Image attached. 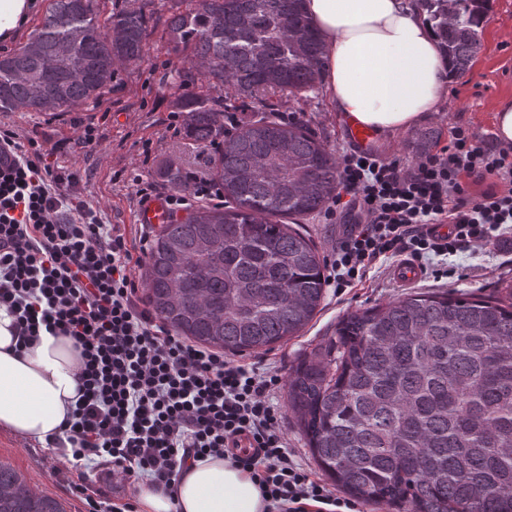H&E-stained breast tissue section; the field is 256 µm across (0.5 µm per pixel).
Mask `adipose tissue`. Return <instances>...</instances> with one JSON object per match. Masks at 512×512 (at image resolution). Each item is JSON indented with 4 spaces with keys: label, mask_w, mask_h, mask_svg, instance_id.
<instances>
[{
    "label": "adipose tissue",
    "mask_w": 512,
    "mask_h": 512,
    "mask_svg": "<svg viewBox=\"0 0 512 512\" xmlns=\"http://www.w3.org/2000/svg\"><path fill=\"white\" fill-rule=\"evenodd\" d=\"M324 47L323 84L349 124L379 134L417 125L448 86V64L426 16L410 0H304ZM79 354L63 336L22 348L0 309V432L46 443L64 432L78 398ZM139 512H269L248 472L222 458L191 463L173 494L138 492Z\"/></svg>",
    "instance_id": "obj_1"
}]
</instances>
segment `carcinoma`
Returning <instances> with one entry per match:
<instances>
[{
	"mask_svg": "<svg viewBox=\"0 0 512 512\" xmlns=\"http://www.w3.org/2000/svg\"><path fill=\"white\" fill-rule=\"evenodd\" d=\"M168 51L212 85L268 108L275 93L322 82L321 41L303 0H168ZM489 0H416L450 73L464 77L481 47ZM97 0H52L43 23L0 55V110L80 108L112 85L114 63L145 54L147 18L122 9L102 28ZM185 137L221 139L212 180L221 205L161 225L144 278L152 310L178 335L228 353L297 336L325 294L324 261L306 234L281 223L320 213L338 185L336 154L301 121L261 117L224 136L223 112L179 100ZM439 132H415L431 154ZM158 174L186 185L170 162ZM484 299L414 293L348 313L337 339L298 363L288 406L319 468L348 496L400 512H512V281ZM0 512H65L0 463Z\"/></svg>",
	"mask_w": 512,
	"mask_h": 512,
	"instance_id": "1",
	"label": "carcinoma"
}]
</instances>
